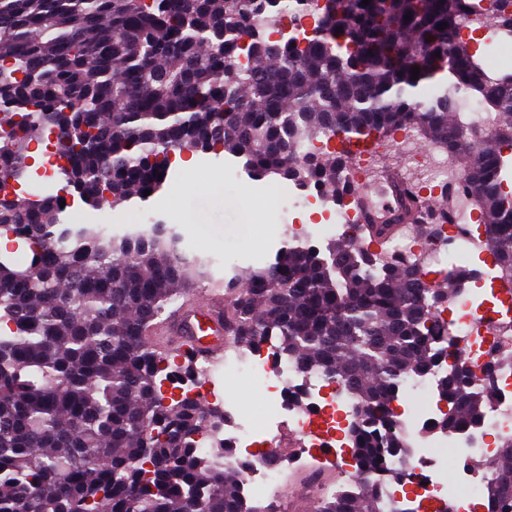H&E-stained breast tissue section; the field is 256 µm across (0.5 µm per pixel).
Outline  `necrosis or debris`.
Masks as SVG:
<instances>
[{
  "label": "necrosis or debris",
  "instance_id": "obj_1",
  "mask_svg": "<svg viewBox=\"0 0 512 512\" xmlns=\"http://www.w3.org/2000/svg\"><path fill=\"white\" fill-rule=\"evenodd\" d=\"M399 142L405 165H412L417 155H424L425 163L419 171L420 186H448L452 189L449 206L438 207L436 217L441 222V235L431 242L417 238L413 228H406L393 252L416 263L423 270L447 269L449 257L464 258L486 250L485 237L474 222L468 193L461 187L448 155L441 149L419 152L410 134H402ZM304 208L316 216L313 224L295 225L296 233L312 239L323 232L352 233L358 223L356 210L348 204L331 201L318 187L302 184L297 194L283 202V210ZM487 310L485 303L477 302L475 294L461 296L449 330L450 337L462 350L474 371L475 383H482L484 363L497 355L512 351V307L491 314L487 326H480L477 313ZM234 376L263 386L266 394V412L263 423L252 416L228 408L224 414V427L218 432L205 431L198 435L202 451H213L222 443L232 448L227 464L240 468L243 494L262 500L275 495L279 472L267 462L265 453L254 445L272 423L288 422L309 447L331 448L343 455L349 443L347 432L356 416L355 404L347 390L325 382L319 375L302 369L295 362L276 356L269 347L255 351L230 349L221 364L206 367L197 383L186 385L177 376H170L163 386L165 395L189 393L199 400L216 396V384ZM496 397L482 424L449 433L438 429L440 412L427 404L433 392V376L409 379L405 395L412 409L403 411L401 430L412 447L408 466V483L422 486V502L431 512H463L464 506L479 497L489 474L480 462L491 456L499 441L512 437V367H502L493 374ZM303 388L306 392L304 407H296L288 398L289 391ZM463 459L464 467L448 471L441 464L443 452Z\"/></svg>",
  "mask_w": 512,
  "mask_h": 512
}]
</instances>
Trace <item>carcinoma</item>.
Instances as JSON below:
<instances>
[{"label": "carcinoma", "instance_id": "cac0c4a2", "mask_svg": "<svg viewBox=\"0 0 512 512\" xmlns=\"http://www.w3.org/2000/svg\"><path fill=\"white\" fill-rule=\"evenodd\" d=\"M337 2L0 0V236L29 249L23 266L0 252V512H275L249 505L239 471L199 452L196 435L223 425L224 410L161 392L168 356L148 333L209 262L160 221L114 234L62 218L60 203L76 198L147 200L185 150L229 152L258 178L313 182L360 209L355 233L320 248L288 241L274 263L224 281L229 341L271 342L351 389L361 480L315 512H403L379 487L406 480L394 460L411 448L391 404L409 376L453 359L438 426L482 422L494 386H472L461 350L438 338L475 273L430 279L400 258L379 263L404 225L424 241L440 230L404 180L391 185L394 207H369L345 172L350 147L373 132L415 131L447 151L512 285V70L490 77L483 63L512 32V0L487 15L469 0ZM286 14L312 17L311 31L269 40L260 21ZM463 21L486 31L481 42L459 36ZM469 97L495 115L481 139L463 115ZM53 131L64 185L19 196L31 146ZM336 131L333 151L302 150ZM490 475L481 508L512 512V438Z\"/></svg>", "mask_w": 512, "mask_h": 512}]
</instances>
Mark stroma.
I'll use <instances>...</instances> for the list:
<instances>
[{
  "instance_id": "35a3bbf8",
  "label": "stroma",
  "mask_w": 512,
  "mask_h": 512,
  "mask_svg": "<svg viewBox=\"0 0 512 512\" xmlns=\"http://www.w3.org/2000/svg\"><path fill=\"white\" fill-rule=\"evenodd\" d=\"M202 187L201 193L177 198L173 191L187 182ZM293 182L277 176L258 179L250 176L240 158L228 153H196L195 167L186 170L172 164L164 188L142 201L132 199L125 206L93 209L75 203L70 221L100 224L110 221L115 229L137 223L147 215L173 227L182 237L189 255L210 260L209 280L184 294L185 303L202 299L214 282L245 273L248 268L273 263L283 244V225L299 223L300 211L284 212L280 200L294 195ZM252 200L249 212L236 204L238 197ZM320 470V483L335 486L343 483L352 471L350 462L295 463L282 460L279 465V493L273 505L279 512H292L295 503L312 508L308 497L311 470Z\"/></svg>"
}]
</instances>
